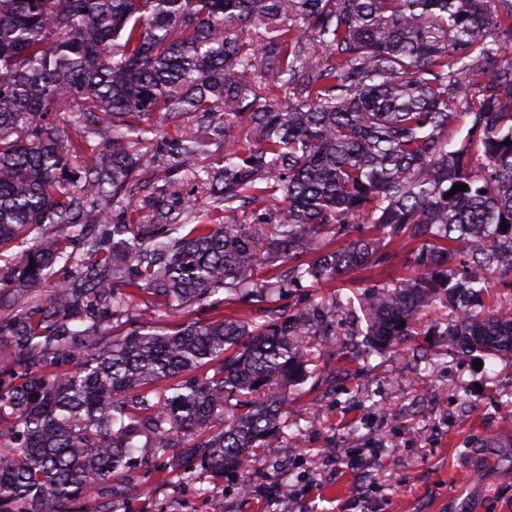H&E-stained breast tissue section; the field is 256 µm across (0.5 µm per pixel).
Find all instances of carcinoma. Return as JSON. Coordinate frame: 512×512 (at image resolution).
Wrapping results in <instances>:
<instances>
[{"label": "carcinoma", "instance_id": "1", "mask_svg": "<svg viewBox=\"0 0 512 512\" xmlns=\"http://www.w3.org/2000/svg\"><path fill=\"white\" fill-rule=\"evenodd\" d=\"M489 2L0 0V249L51 224L19 293L61 260L78 273L40 318L0 315L23 367L0 392V437L18 442L0 455V512H68L122 480L141 436L157 454L185 447L186 482L198 467L246 477L280 447L305 338L333 324L322 300L278 301L382 267L393 244L413 274L358 299L366 355L440 308L456 353L512 355V0ZM168 126L163 157L188 170L224 141L212 216L177 238L138 178L144 134ZM239 213L249 222L230 223ZM71 237L95 262L67 252ZM221 292L267 307L103 333L80 368L43 373L89 335L80 322L119 320L139 293L179 311Z\"/></svg>", "mask_w": 512, "mask_h": 512}]
</instances>
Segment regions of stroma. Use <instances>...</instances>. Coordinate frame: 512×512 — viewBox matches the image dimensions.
<instances>
[{
    "label": "stroma",
    "instance_id": "1",
    "mask_svg": "<svg viewBox=\"0 0 512 512\" xmlns=\"http://www.w3.org/2000/svg\"><path fill=\"white\" fill-rule=\"evenodd\" d=\"M144 180L174 216L205 194L204 182L183 171L145 169ZM33 230L0 261V302L19 299L11 281L40 237ZM405 251L374 272L309 289L312 298H357L372 281L410 274ZM153 313L157 326L251 316L238 301L206 299L170 315L151 297L136 298L130 323ZM441 312L423 317L418 333L371 358L360 355L345 314L332 335L312 348L306 382L290 394V434L275 459L250 465L249 488L225 476L197 471L185 483L169 462L149 449L112 492L79 499L72 512H512V358L453 355ZM438 356L432 374L420 375L417 349Z\"/></svg>",
    "mask_w": 512,
    "mask_h": 512
}]
</instances>
